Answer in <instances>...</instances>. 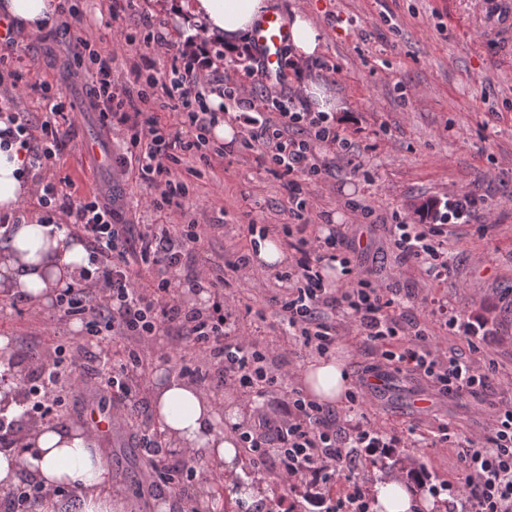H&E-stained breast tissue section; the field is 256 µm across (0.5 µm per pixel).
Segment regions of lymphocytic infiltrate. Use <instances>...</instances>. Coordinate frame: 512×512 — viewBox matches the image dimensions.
Instances as JSON below:
<instances>
[{
  "label": "lymphocytic infiltrate",
  "instance_id": "f902f5d3",
  "mask_svg": "<svg viewBox=\"0 0 512 512\" xmlns=\"http://www.w3.org/2000/svg\"><path fill=\"white\" fill-rule=\"evenodd\" d=\"M18 44L13 36L0 43V79L10 80L12 92L6 103L15 104L17 94L31 89L44 102L45 118L40 124L24 118L16 126L33 166L41 167L67 147L61 128L70 123L71 114L49 83L30 85L24 71L13 66ZM145 44L147 51L140 54L129 84L113 82L111 56L101 54L87 38H77L72 62L94 87L92 104L99 111L105 136L116 135L122 141L114 155L116 163L138 171L157 189L143 201L144 211L180 213L190 198L189 186L179 175L184 155L208 167L213 157L224 154L223 147L211 146L207 137L215 115L200 91L209 80V53L181 51L179 67L162 80L156 75L153 56L169 52L171 45L160 31L150 32ZM155 87L161 88L165 98L159 110L150 94ZM164 109L169 112L165 118L160 115ZM243 121L251 140L288 174L285 189L290 211L299 216L308 212L310 201L298 178L316 179L322 173L312 141L343 151L350 147L337 131L333 114L297 107L290 95L270 94L263 98L259 116L247 114ZM183 126L195 129V139L181 138ZM69 185V178L63 177L43 185L39 195L40 203L52 209L55 228L78 236L88 251V265L81 269L76 286L64 289L59 298V316L84 321L102 360L99 407L107 409L116 401L123 405L122 411L113 412V423L125 422L126 410L138 407L140 381L148 369L146 350L162 329L175 340L174 355L193 356L205 365L206 381L234 384L251 400L268 396L283 372L269 346L245 335L237 305L215 287L206 264L201 263L199 247L207 225L147 224L138 231L127 223L119 195H111L106 202L96 195L76 201L67 192ZM433 225H393L392 241L401 265L422 268L432 280L444 281L450 273L448 249L444 241L435 239ZM305 230L302 224L282 227L289 248L296 252L288 270L276 275L282 293L275 317L282 332L297 337L311 352L326 355L336 343V314L341 311L377 360L371 369L373 377L391 372L417 375L442 396L477 398L492 387L495 368H476L464 354L442 347L454 327L476 336L472 323L459 321L441 308L432 311L429 324H421L416 304L401 302L393 289L351 270V244L339 227L329 226L322 237L306 236ZM325 260L345 265V280L328 282L321 271ZM141 264L151 266L149 278L138 272ZM186 271L196 288L210 289L208 308L189 309L179 303L177 292ZM55 352L52 362H36V377L25 392L26 403L43 420L58 399L60 376H68L76 387L83 383L77 356L61 346ZM489 420L486 433L457 444L464 476L448 487L453 512H512V406L493 408ZM142 439L155 490L184 491L178 475L194 476L195 467L172 468L171 452L163 448L157 430L143 427ZM240 439L253 473L275 471L286 489L318 512H335L331 489L340 481L350 488V512H370L369 502L356 489L360 449H378L386 455L394 448L416 446L424 435L413 426L400 435L387 434L366 416L348 412L336 416L295 391L273 412H258L254 426L242 432Z\"/></svg>",
  "mask_w": 512,
  "mask_h": 512
}]
</instances>
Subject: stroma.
<instances>
[{"label": "stroma", "mask_w": 512, "mask_h": 512, "mask_svg": "<svg viewBox=\"0 0 512 512\" xmlns=\"http://www.w3.org/2000/svg\"><path fill=\"white\" fill-rule=\"evenodd\" d=\"M166 0H135L131 10L113 20L106 40H99L97 21L107 0H80L85 14L84 35L96 40L99 51L113 53L112 78L127 83L136 60L120 50L126 35L143 38L152 28L164 31L172 51L156 56V69L170 74L186 40L204 44L208 37L198 25L175 20ZM282 9L300 7L321 26L324 49L306 63L302 74H289L287 84L301 88L303 77L324 84L341 110L336 128L348 140L349 151L322 143L313 148L329 170L307 186L314 219L309 234L339 223L356 251L353 263L371 273L375 283L400 289L424 303L420 318L444 306L464 321L481 322L486 337L470 345L467 336L449 331L448 344L466 357L499 372L489 396L432 398L419 407L430 389L422 379L388 376L383 392L364 406L366 416L388 433L418 426L426 436L447 424L452 438L482 435L489 403H512V39L492 29L482 0H277ZM75 43L74 32L57 27L27 39L22 66L30 82H49L61 90L72 117L64 149L46 167L37 169L40 182L69 177L72 198L100 192L109 182L106 169L85 158L80 144L100 134L97 110L89 104V83L68 84L66 68ZM261 146L235 143L224 162L188 177L190 200L186 220L213 225L203 244L213 277L224 278L226 294L245 309L243 328L260 342L276 348L295 369L277 385L278 396L301 390L299 370L312 352L274 328L280 289L276 271L232 270L238 253L251 252L246 232L250 223L274 226L271 238L284 242L283 225L293 223L288 211L286 176L270 170ZM469 197L470 211L445 225L447 281L435 282L421 269L401 267L388 225L416 221L423 204L443 208ZM29 301L0 308V337L8 338L6 354L17 362L16 376L0 389L20 397L30 384L29 366L48 358L55 346L85 347L80 320L60 318L57 305L31 315ZM83 387L62 385L56 408L62 424H81L86 408L98 399V379L85 371ZM153 382L143 387V405L133 424H120L100 438L99 447L112 473L113 496L126 500L128 512H226L214 482L194 479L188 498L151 490L147 460L138 450L137 425L154 421ZM430 397V396H429ZM394 458L410 457L420 471L409 485L420 498H430V485L456 482L460 464L448 447L397 448Z\"/></svg>", "instance_id": "1"}]
</instances>
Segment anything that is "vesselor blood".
Masks as SVG:
<instances>
[{"instance_id": "1", "label": "vessel or blood", "mask_w": 512, "mask_h": 512, "mask_svg": "<svg viewBox=\"0 0 512 512\" xmlns=\"http://www.w3.org/2000/svg\"><path fill=\"white\" fill-rule=\"evenodd\" d=\"M250 41L262 78L270 84L283 81L284 55L289 42V32L282 14L271 11L262 16L251 32Z\"/></svg>"}]
</instances>
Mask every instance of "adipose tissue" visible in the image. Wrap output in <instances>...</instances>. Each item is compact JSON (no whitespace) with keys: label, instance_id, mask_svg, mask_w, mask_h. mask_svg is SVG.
I'll use <instances>...</instances> for the list:
<instances>
[{"label":"adipose tissue","instance_id":"ef3b65f1","mask_svg":"<svg viewBox=\"0 0 512 512\" xmlns=\"http://www.w3.org/2000/svg\"><path fill=\"white\" fill-rule=\"evenodd\" d=\"M60 0H0V16L12 22L16 32L37 37L50 32L60 20ZM271 0H168L175 19L202 24L207 35L235 48L247 39ZM290 46L299 60L315 59L324 36L311 14L292 8L287 18ZM29 158L17 141L0 144V208L11 210L27 200L32 191ZM0 250V293H23L45 304L58 289L71 283L87 263V252L78 238L65 231L51 232L49 226L22 223L6 235ZM303 385L317 401L338 404L350 389L343 363L337 358L317 359L307 364ZM155 416L160 432L172 447L218 463L225 473L224 487L231 504L250 503L260 498L263 486L242 482V450L231 432L232 424L243 420L240 410L223 413L194 383L157 374L154 388ZM24 443L31 452L25 456L0 452V491L16 480L19 469L30 471L47 491L41 512H60L56 489L78 488L79 512H126L123 501L108 492L109 470L88 432L59 425L31 428Z\"/></svg>","mask_w":512,"mask_h":512}]
</instances>
